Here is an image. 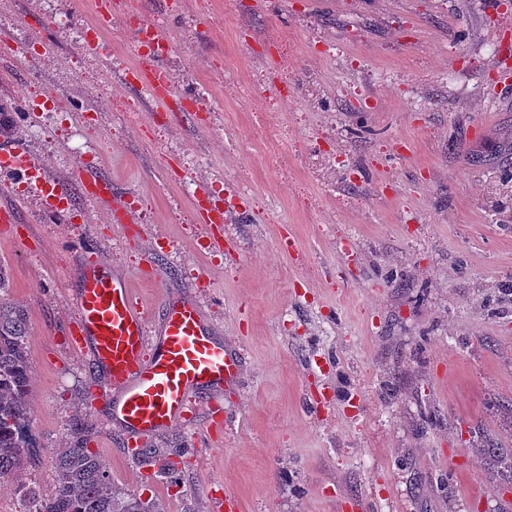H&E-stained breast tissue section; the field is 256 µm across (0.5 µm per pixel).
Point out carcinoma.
<instances>
[{
  "label": "carcinoma",
  "instance_id": "cac0c4a2",
  "mask_svg": "<svg viewBox=\"0 0 512 512\" xmlns=\"http://www.w3.org/2000/svg\"><path fill=\"white\" fill-rule=\"evenodd\" d=\"M30 370L23 315L0 302V481L14 477L29 447ZM72 440L58 449L55 491L45 496L30 484L18 491L25 512H160V504L112 486L105 467L90 448L92 428L85 419L74 423ZM143 465L160 464L170 483L177 484L178 462L156 448H140Z\"/></svg>",
  "mask_w": 512,
  "mask_h": 512
}]
</instances>
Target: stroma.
I'll return each instance as SVG.
<instances>
[{
    "instance_id": "35a3bbf8",
    "label": "stroma",
    "mask_w": 512,
    "mask_h": 512,
    "mask_svg": "<svg viewBox=\"0 0 512 512\" xmlns=\"http://www.w3.org/2000/svg\"><path fill=\"white\" fill-rule=\"evenodd\" d=\"M0 0V102L50 85L72 107L95 82L92 120L63 135L0 114L50 174L85 160L137 205L130 223L70 181L72 223L0 228L7 302L29 337L31 429L16 480L55 486L58 448L87 412L112 482L164 512H512V24L480 0H126L169 24L166 59L202 112L150 110L123 80L144 60L124 18L109 61L72 33L91 0ZM52 40L53 57L33 51ZM285 82L287 96L269 101ZM274 141L270 166L259 145ZM224 187L223 251L194 242L200 186ZM137 282L150 307L196 299L242 355L223 412L149 437L185 449L178 484L126 454L86 411L106 382L69 343L86 258Z\"/></svg>"
}]
</instances>
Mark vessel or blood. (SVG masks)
I'll return each instance as SVG.
<instances>
[{
    "label": "vessel or blood",
    "instance_id": "b4317fda",
    "mask_svg": "<svg viewBox=\"0 0 512 512\" xmlns=\"http://www.w3.org/2000/svg\"><path fill=\"white\" fill-rule=\"evenodd\" d=\"M134 85L157 105L177 94L168 68L155 61ZM70 179L108 203L117 216L132 218V202L113 200L85 162L73 166ZM66 182L49 175L24 143H0L1 186L28 187L45 206L64 213L69 209ZM227 221L223 206L199 210L202 242L210 247L222 243ZM74 320L76 348L93 368L105 373L109 383L108 390L89 392L90 407L109 406L113 421L134 437L180 424L202 405L200 390L232 382L241 371L240 357L205 326L194 299L165 301L158 312H151L131 280L116 279L101 261L83 271Z\"/></svg>",
    "mask_w": 512,
    "mask_h": 512
}]
</instances>
